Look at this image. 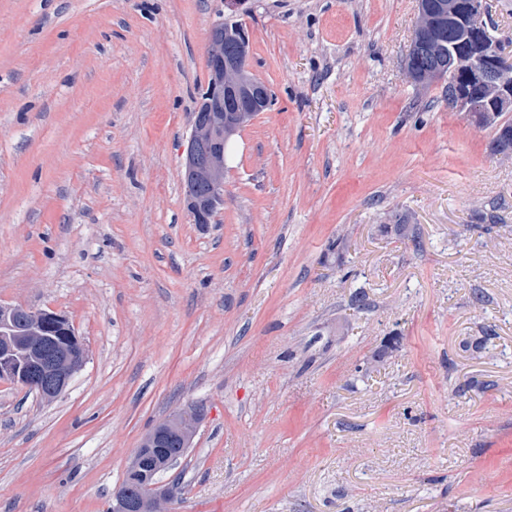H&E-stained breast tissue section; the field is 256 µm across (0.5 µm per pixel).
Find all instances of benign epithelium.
I'll return each instance as SVG.
<instances>
[{"instance_id":"benign-epithelium-1","label":"benign epithelium","mask_w":512,"mask_h":512,"mask_svg":"<svg viewBox=\"0 0 512 512\" xmlns=\"http://www.w3.org/2000/svg\"><path fill=\"white\" fill-rule=\"evenodd\" d=\"M421 20L420 41L438 36L440 28L460 34L448 42V59L416 75V81L450 77L448 83L457 104L470 111L474 89L486 94L487 112H512V64L503 56L500 41L484 22L483 0H417ZM245 28L228 18L213 25L206 53L211 69L210 89L196 111L207 119H192L185 159L187 209L194 223L209 224L224 206L226 149L230 138L254 114L271 102L269 87L254 76L246 52ZM464 72L469 84L453 76ZM24 314L29 326L24 336H11L15 319ZM48 311L22 305L0 304V380H8L37 392L51 402L68 388L85 364L88 349L75 328L65 326V335L52 336L45 322ZM198 424V414L183 411L169 416L142 440L125 475L136 476L112 495V512H170L174 486H163L158 476L177 468L185 457Z\"/></svg>"}]
</instances>
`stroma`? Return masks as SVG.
<instances>
[{"label": "stroma", "instance_id": "obj_1", "mask_svg": "<svg viewBox=\"0 0 512 512\" xmlns=\"http://www.w3.org/2000/svg\"><path fill=\"white\" fill-rule=\"evenodd\" d=\"M226 11L0 0V302L88 347L53 402L0 381V512H107L192 408L172 512H512V157L408 76L416 0H246L272 104L193 223Z\"/></svg>", "mask_w": 512, "mask_h": 512}]
</instances>
